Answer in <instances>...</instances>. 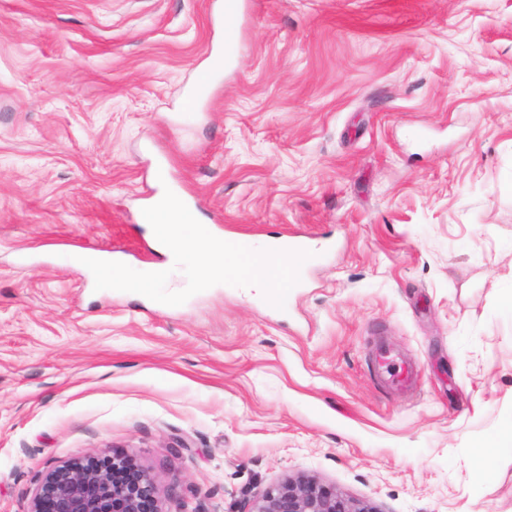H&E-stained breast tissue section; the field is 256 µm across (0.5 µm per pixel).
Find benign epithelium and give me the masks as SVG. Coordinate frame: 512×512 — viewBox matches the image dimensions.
<instances>
[{"label":"benign epithelium","mask_w":512,"mask_h":512,"mask_svg":"<svg viewBox=\"0 0 512 512\" xmlns=\"http://www.w3.org/2000/svg\"><path fill=\"white\" fill-rule=\"evenodd\" d=\"M29 512H163L155 474L125 456L82 458L49 471L39 481ZM240 512H377L310 479H288Z\"/></svg>","instance_id":"1"}]
</instances>
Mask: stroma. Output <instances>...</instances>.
Segmentation results:
<instances>
[{
    "label": "stroma",
    "instance_id": "obj_1",
    "mask_svg": "<svg viewBox=\"0 0 512 512\" xmlns=\"http://www.w3.org/2000/svg\"><path fill=\"white\" fill-rule=\"evenodd\" d=\"M223 5L0 0V512L112 454L165 512L297 476L512 512V0H244L182 117ZM162 162L215 235L314 243L284 309L98 291L62 259L163 262L138 222ZM380 344L414 387L379 382ZM237 52V45L234 38L224 42L222 47L211 50L209 53L210 67L202 71L198 77L197 89L194 95L187 99L186 112H195L199 100L204 96L211 80L214 76L219 75L224 70V58L233 57Z\"/></svg>",
    "mask_w": 512,
    "mask_h": 512
}]
</instances>
